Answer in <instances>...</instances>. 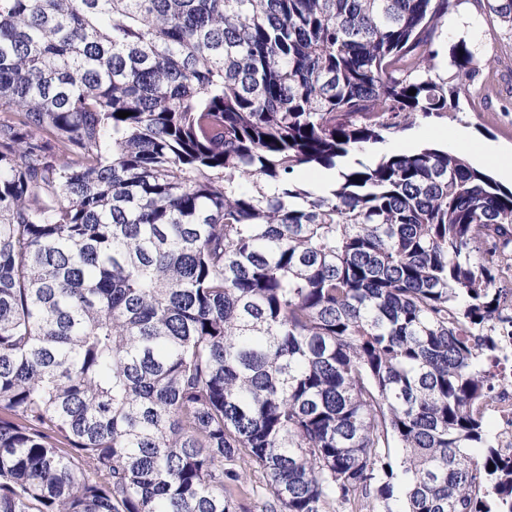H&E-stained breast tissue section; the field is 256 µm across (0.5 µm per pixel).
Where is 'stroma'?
Here are the masks:
<instances>
[{
    "label": "stroma",
    "instance_id": "35a3bbf8",
    "mask_svg": "<svg viewBox=\"0 0 512 512\" xmlns=\"http://www.w3.org/2000/svg\"><path fill=\"white\" fill-rule=\"evenodd\" d=\"M462 39L479 62L475 85L460 96L447 118H435L395 135L382 150L403 153L434 145L462 153L474 166L494 176L498 169L487 159L486 148H512V29L479 0H453L443 22L442 41L449 48ZM460 137L468 143L463 152L456 145Z\"/></svg>",
    "mask_w": 512,
    "mask_h": 512
}]
</instances>
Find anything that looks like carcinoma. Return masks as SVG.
Returning <instances> with one entry per match:
<instances>
[{
  "label": "carcinoma",
  "instance_id": "obj_1",
  "mask_svg": "<svg viewBox=\"0 0 512 512\" xmlns=\"http://www.w3.org/2000/svg\"><path fill=\"white\" fill-rule=\"evenodd\" d=\"M450 6L0 0V512H512V189L379 152ZM510 387H498L492 393L490 401L491 417L503 427V430H510L512 427V396ZM246 485L250 490L251 512H262L261 506L269 497V485L266 474L257 466L247 469Z\"/></svg>",
  "mask_w": 512,
  "mask_h": 512
}]
</instances>
